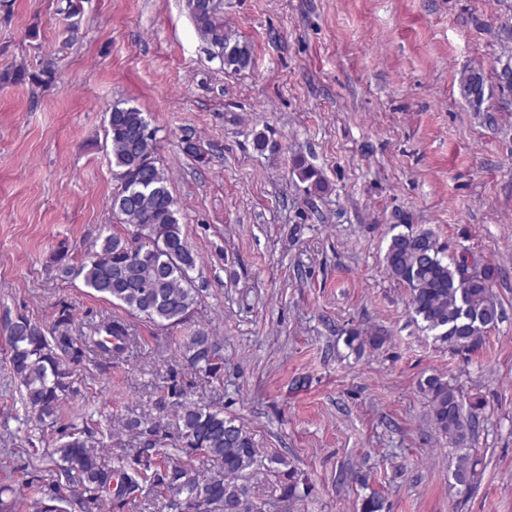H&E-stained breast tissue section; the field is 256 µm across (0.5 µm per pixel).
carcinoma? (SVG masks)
<instances>
[{"label":"carcinoma","instance_id":"cac0c4a2","mask_svg":"<svg viewBox=\"0 0 512 512\" xmlns=\"http://www.w3.org/2000/svg\"><path fill=\"white\" fill-rule=\"evenodd\" d=\"M188 8L201 38L218 49L224 67L237 71L250 65V45L232 36L220 12L203 0H191ZM53 77L48 66L37 74L22 65L0 72L1 83L47 84ZM106 138L118 182L112 210L124 232L104 237L78 266L65 265L61 272L82 277L86 287L155 326L180 325L190 319L199 297L190 276L197 254L179 223L176 200L156 157L155 130L140 110L116 104ZM180 143L186 153L202 158L193 129H181ZM296 169L313 190L326 189L315 170L300 163ZM405 228L391 237L385 254L387 272L409 288L412 312L436 340L457 352L474 350L500 318L491 271L474 268L464 252L446 257L433 232L415 230L411 224ZM71 324L72 315L64 307L49 333L24 315L9 324L10 371L27 416L39 421L55 416L63 400L79 393V366L88 355L120 359L135 341L129 325L118 319L93 320L79 336L71 335ZM182 359L194 375L216 378L224 370L223 358L205 330L190 336ZM165 383L164 402L175 412L177 453L164 450L165 434L158 425L131 419L126 427L138 438L139 447L109 465L101 449L90 445L92 429L61 425L59 445L26 450L35 459L57 457L55 470L31 480L36 512H100L103 502L109 512H120L150 496L166 500L171 512H224L226 504L234 505L236 512H264L250 499L248 486L250 474L262 465L275 478L281 500L300 496L301 479L283 457L263 458L244 426L222 410L188 401L192 381L183 372L170 370ZM420 388L434 424L460 451L452 487L467 493L478 481L482 465L478 451L468 447L480 402L473 401L464 410L456 386L438 375L427 377Z\"/></svg>","mask_w":512,"mask_h":512}]
</instances>
